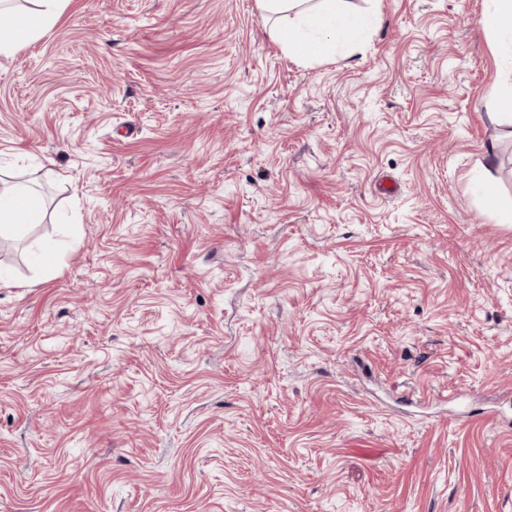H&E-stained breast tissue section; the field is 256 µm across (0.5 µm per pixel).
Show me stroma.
<instances>
[{
	"instance_id": "obj_1",
	"label": "stroma",
	"mask_w": 512,
	"mask_h": 512,
	"mask_svg": "<svg viewBox=\"0 0 512 512\" xmlns=\"http://www.w3.org/2000/svg\"><path fill=\"white\" fill-rule=\"evenodd\" d=\"M348 6L321 63L256 0L0 56L57 252L0 239V512H512V74L487 0Z\"/></svg>"
}]
</instances>
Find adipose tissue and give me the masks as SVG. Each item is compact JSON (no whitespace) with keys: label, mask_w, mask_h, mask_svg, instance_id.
I'll list each match as a JSON object with an SVG mask.
<instances>
[{"label":"adipose tissue","mask_w":512,"mask_h":512,"mask_svg":"<svg viewBox=\"0 0 512 512\" xmlns=\"http://www.w3.org/2000/svg\"><path fill=\"white\" fill-rule=\"evenodd\" d=\"M26 10L17 9L14 0H0V11H8L12 22L0 28V55H10L53 26L68 0H31ZM261 11L287 15L277 41L293 58L312 63L329 58L338 37L372 26L378 13L351 12L346 0H257ZM479 24L496 34L505 58L512 61V0H488ZM44 200L34 190L12 185L0 189V237L21 234L28 225L40 223Z\"/></svg>","instance_id":"adipose-tissue-1"}]
</instances>
